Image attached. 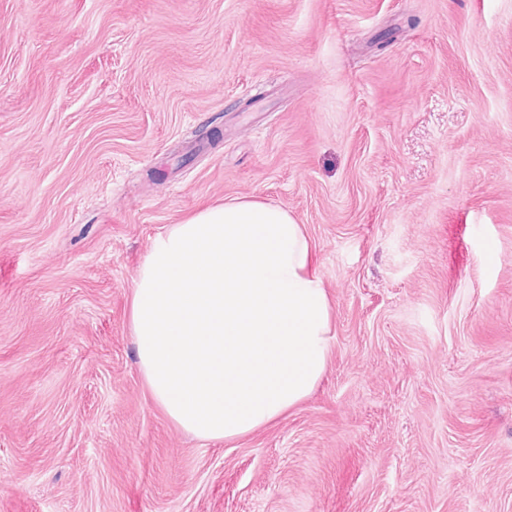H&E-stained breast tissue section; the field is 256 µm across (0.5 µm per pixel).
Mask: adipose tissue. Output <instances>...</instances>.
<instances>
[{
  "mask_svg": "<svg viewBox=\"0 0 512 512\" xmlns=\"http://www.w3.org/2000/svg\"><path fill=\"white\" fill-rule=\"evenodd\" d=\"M314 261L304 225L257 198L204 207L154 240L130 329L147 388L184 432L236 440L311 394L333 330Z\"/></svg>",
  "mask_w": 512,
  "mask_h": 512,
  "instance_id": "ef3b65f1",
  "label": "adipose tissue"
}]
</instances>
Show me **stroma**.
Masks as SVG:
<instances>
[{"label":"stroma","instance_id":"1","mask_svg":"<svg viewBox=\"0 0 512 512\" xmlns=\"http://www.w3.org/2000/svg\"><path fill=\"white\" fill-rule=\"evenodd\" d=\"M235 197L304 224L334 336L203 440L130 301ZM0 512H512V0H0Z\"/></svg>","mask_w":512,"mask_h":512}]
</instances>
